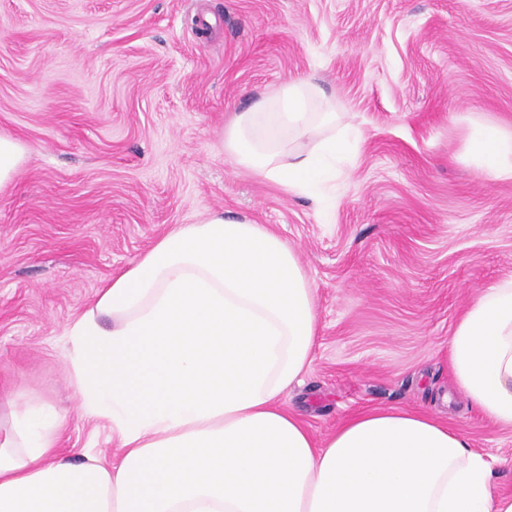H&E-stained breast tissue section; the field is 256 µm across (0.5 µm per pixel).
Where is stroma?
Listing matches in <instances>:
<instances>
[{
  "instance_id": "obj_1",
  "label": "stroma",
  "mask_w": 512,
  "mask_h": 512,
  "mask_svg": "<svg viewBox=\"0 0 512 512\" xmlns=\"http://www.w3.org/2000/svg\"><path fill=\"white\" fill-rule=\"evenodd\" d=\"M311 75L359 132L329 210L222 145L235 112ZM474 120L512 128V0H0V135L26 149L0 187V404L48 402L63 454L111 459L65 333L158 238L218 210L278 232L316 288L313 362L285 396L315 439L422 410L495 456L512 494V431L449 363L464 309L512 278V179L470 161Z\"/></svg>"
}]
</instances>
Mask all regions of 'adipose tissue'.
<instances>
[{"label": "adipose tissue", "instance_id": "1", "mask_svg": "<svg viewBox=\"0 0 512 512\" xmlns=\"http://www.w3.org/2000/svg\"><path fill=\"white\" fill-rule=\"evenodd\" d=\"M356 133L311 78L282 85L223 132L234 164L308 194L335 179ZM469 153L512 179V128L473 122ZM316 290L265 225L213 213L158 239L68 328L79 408L121 449H58L61 416L35 399L0 423V512H512L493 462L425 412L372 409L315 441L284 401L309 370ZM456 391L512 430V279L490 286L449 343Z\"/></svg>", "mask_w": 512, "mask_h": 512}]
</instances>
